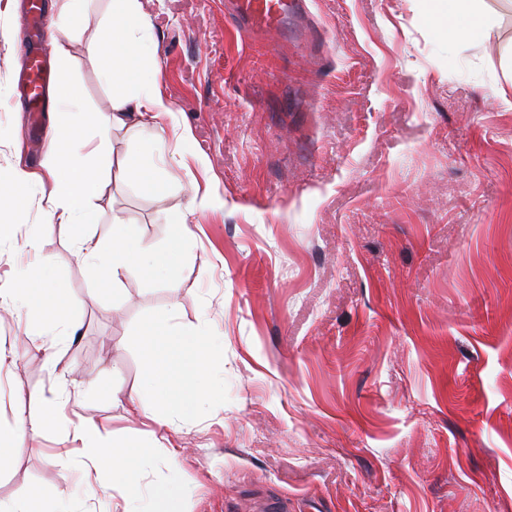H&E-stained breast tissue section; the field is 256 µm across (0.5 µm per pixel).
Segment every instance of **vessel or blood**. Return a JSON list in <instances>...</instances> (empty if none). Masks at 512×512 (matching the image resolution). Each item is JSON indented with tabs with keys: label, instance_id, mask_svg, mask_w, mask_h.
<instances>
[{
	"label": "vessel or blood",
	"instance_id": "vessel-or-blood-1",
	"mask_svg": "<svg viewBox=\"0 0 512 512\" xmlns=\"http://www.w3.org/2000/svg\"><path fill=\"white\" fill-rule=\"evenodd\" d=\"M224 9L252 35L274 37L287 34L288 19L301 11L302 3L301 0H226ZM28 15L33 22L35 49L25 62L22 80L29 99L30 121L35 124L43 112L44 89L53 75L46 63L45 50L40 45L44 25L41 0H30Z\"/></svg>",
	"mask_w": 512,
	"mask_h": 512
}]
</instances>
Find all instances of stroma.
<instances>
[{
  "mask_svg": "<svg viewBox=\"0 0 512 512\" xmlns=\"http://www.w3.org/2000/svg\"><path fill=\"white\" fill-rule=\"evenodd\" d=\"M491 42L448 47L426 0H307L302 42L260 40L224 0H148L150 47L175 112L166 124L162 199L127 180L123 160L151 125L114 131L96 238L113 216L162 250L166 212L186 187H213L220 209L188 218L176 276L137 269L99 286L71 237L31 209L0 244V284L39 260L69 289L76 331L31 340L25 305L0 316V426L64 409L50 435L11 445L0 501L38 512H512V0H482ZM109 0H85L81 35L56 15L88 111L108 88L87 40ZM30 42L20 0H0V175L39 168L18 89ZM190 156L173 153L182 130ZM38 229L40 252L25 247ZM210 340L215 371L188 418L165 401L134 405L140 335ZM100 444L141 449L127 498L74 451L82 420Z\"/></svg>",
  "mask_w": 512,
  "mask_h": 512,
  "instance_id": "stroma-1",
  "label": "stroma"
}]
</instances>
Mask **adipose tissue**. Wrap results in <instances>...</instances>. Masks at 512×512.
Masks as SVG:
<instances>
[{"mask_svg":"<svg viewBox=\"0 0 512 512\" xmlns=\"http://www.w3.org/2000/svg\"><path fill=\"white\" fill-rule=\"evenodd\" d=\"M430 20L437 35L448 45L466 40H489L492 26L479 6V0H431ZM108 37L98 38L89 46L100 63L102 73L112 88L110 107L104 112L88 113L79 88L69 78L68 54L57 49L59 81L53 97L56 114L47 141L46 159L41 170L16 168L8 182L0 181V239L11 237L16 222L26 206L32 205L34 188L49 186V214L66 227L72 245L81 256L94 279L101 285L114 283L122 271L136 267L144 271H162L176 275L183 261L184 238L188 232L187 216L199 209L221 207L218 194H192L186 209L171 212L168 223L178 232L164 251L144 245L135 225L121 217L112 219V237L100 245L87 229L98 223L102 210L104 174L83 155L93 151L101 155L104 145H91L87 129L108 131L127 126L129 120L149 118L156 129H163L174 109L164 97L156 78L157 63L148 47L145 14L140 0H112V9L103 20ZM127 178L145 193L167 196L169 183L154 163L152 153L139 150L125 163ZM27 299L28 317L43 325H69L71 300L67 289L43 290L21 280L10 288L0 289V307L13 305L19 297ZM208 339L200 335L174 334L168 319L149 326L141 340L145 384L136 394L137 403L162 396L182 416L191 415L207 392L210 361ZM62 403L45 401L39 418L16 415L11 429L0 428V469L9 463L10 441L32 432L45 434L55 429L56 416ZM99 429L87 419L75 428L71 440L89 444L88 460L98 472L112 475L127 497L139 496L136 476L129 466V448L112 445L91 447Z\"/></svg>","mask_w":512,"mask_h":512,"instance_id":"ef3b65f1","label":"adipose tissue"}]
</instances>
